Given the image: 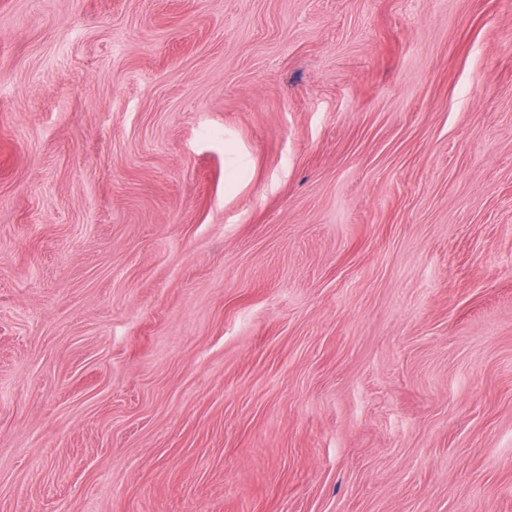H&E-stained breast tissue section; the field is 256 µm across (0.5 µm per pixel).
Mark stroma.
Instances as JSON below:
<instances>
[{"instance_id": "1", "label": "stroma", "mask_w": 512, "mask_h": 512, "mask_svg": "<svg viewBox=\"0 0 512 512\" xmlns=\"http://www.w3.org/2000/svg\"><path fill=\"white\" fill-rule=\"evenodd\" d=\"M0 512H512V0H0Z\"/></svg>"}]
</instances>
